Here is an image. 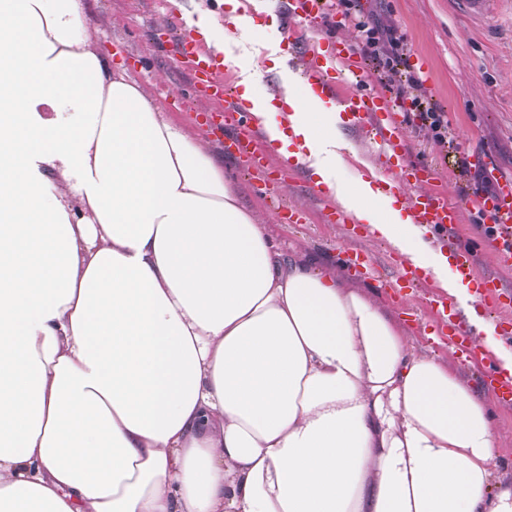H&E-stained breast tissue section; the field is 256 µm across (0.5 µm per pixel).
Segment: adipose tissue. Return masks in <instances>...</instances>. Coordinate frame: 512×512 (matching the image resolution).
<instances>
[{
    "mask_svg": "<svg viewBox=\"0 0 512 512\" xmlns=\"http://www.w3.org/2000/svg\"><path fill=\"white\" fill-rule=\"evenodd\" d=\"M193 25L221 49L251 16ZM240 97L287 164L453 297L410 214L336 178L343 119ZM488 403L340 274L282 251L224 167L94 40L0 0V512H512Z\"/></svg>",
    "mask_w": 512,
    "mask_h": 512,
    "instance_id": "obj_1",
    "label": "adipose tissue"
}]
</instances>
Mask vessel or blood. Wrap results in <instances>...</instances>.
<instances>
[{
  "label": "vessel or blood",
  "mask_w": 512,
  "mask_h": 512,
  "mask_svg": "<svg viewBox=\"0 0 512 512\" xmlns=\"http://www.w3.org/2000/svg\"><path fill=\"white\" fill-rule=\"evenodd\" d=\"M326 7L327 0H288L284 16L288 66L302 71L304 81L315 94L337 101L352 129L381 142L387 151L386 165L392 171L386 190L407 194V205L414 222L428 229L433 239L444 241L449 228L459 222L461 204H470L484 217L500 262L511 264L512 182L504 184L491 196L464 195L459 204L449 201L443 194L413 193V185L433 180L435 171L430 165L411 161L403 127L393 118L387 95L378 91L339 95L338 89L345 73L359 71L350 44L336 35L329 36L322 47L304 39L306 30L320 21ZM169 53L177 68L186 72L192 92L205 94L214 105L213 111L218 118L209 125L208 135L223 143L225 154L237 160L241 168L264 176L271 148L263 144L264 134L252 112L231 93L229 82L224 77L221 53L202 47L188 28L170 42ZM272 185V180L264 176L263 188L268 190ZM448 254L458 279L466 281L479 277L484 298L493 299L500 309L512 307L511 288L504 287L494 275H477L478 258L470 244L453 243L448 247ZM340 257L356 275L373 271L374 260L370 254L347 249L341 251ZM430 304L438 315L433 330L437 339L447 343L458 359L466 363L475 362L478 352L472 333L455 304L444 293L432 294ZM484 379L496 395L498 405L511 408L512 375L494 368L485 374Z\"/></svg>",
  "instance_id": "obj_1"
}]
</instances>
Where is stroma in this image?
I'll use <instances>...</instances> for the list:
<instances>
[{"instance_id": "stroma-1", "label": "stroma", "mask_w": 512, "mask_h": 512, "mask_svg": "<svg viewBox=\"0 0 512 512\" xmlns=\"http://www.w3.org/2000/svg\"><path fill=\"white\" fill-rule=\"evenodd\" d=\"M365 13L405 34L411 62L399 67L393 78L389 99L412 97V78H421L426 88L424 101L448 118V144H432L426 131L406 126L405 136L414 160L433 164L437 170L435 188L449 200H459L465 186L478 185L482 193L493 194L499 179L512 178V12L505 10L492 22L484 23L456 12L449 0H361ZM168 14V0H95L90 12L91 32L103 51L113 52L115 65L126 68L158 102L172 121L189 133L206 134L208 116L204 102L188 97L177 102L167 89L181 84L185 75L156 46L171 39L161 24ZM350 145L339 180L353 181L365 166L381 168L383 150L372 139L345 130ZM208 147L223 163L243 206L268 224L273 241L287 252L302 251L324 267L341 271V249L371 252L382 278L398 276L399 259L384 241L369 235L348 236L341 225L328 224L319 201L303 185L298 171H289L278 185L275 199L258 195L255 175L239 169L217 141ZM467 156L471 168L461 173L457 165L445 163V156ZM304 210L303 224H284L278 208ZM432 282L401 289L397 295L379 292L387 310L404 316L406 334L423 351L447 364L468 383H475L482 367L456 359L448 348L432 337L434 313L428 306Z\"/></svg>"}]
</instances>
